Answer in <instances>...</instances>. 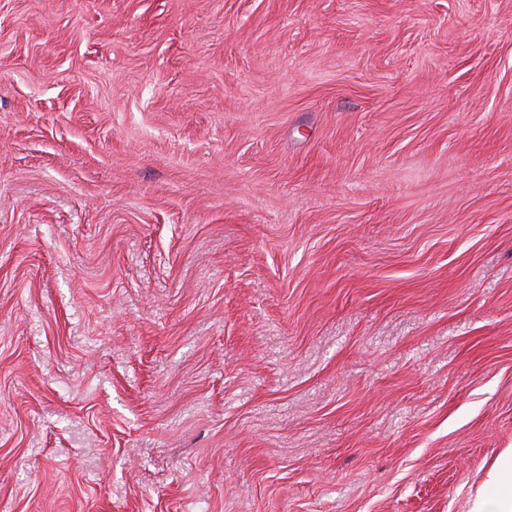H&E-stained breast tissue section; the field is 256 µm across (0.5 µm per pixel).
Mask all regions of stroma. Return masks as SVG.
Returning <instances> with one entry per match:
<instances>
[{"label":"stroma","mask_w":512,"mask_h":512,"mask_svg":"<svg viewBox=\"0 0 512 512\" xmlns=\"http://www.w3.org/2000/svg\"><path fill=\"white\" fill-rule=\"evenodd\" d=\"M512 448V0H0V512H473Z\"/></svg>","instance_id":"obj_1"}]
</instances>
